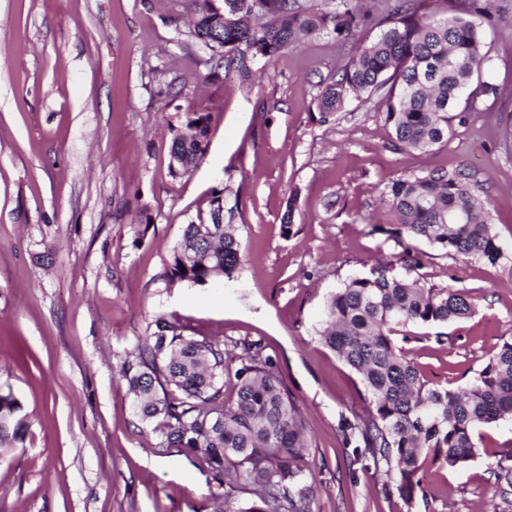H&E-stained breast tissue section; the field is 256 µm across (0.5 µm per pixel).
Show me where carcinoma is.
<instances>
[{
  "label": "carcinoma",
  "instance_id": "carcinoma-1",
  "mask_svg": "<svg viewBox=\"0 0 512 512\" xmlns=\"http://www.w3.org/2000/svg\"><path fill=\"white\" fill-rule=\"evenodd\" d=\"M190 0L192 36L215 51L213 76L242 81L257 60L327 35L350 46L338 79L321 87L318 110L341 111L362 95L378 98L396 143L427 151L448 141L451 112L476 99L498 97L482 80L491 58L481 30L484 0ZM378 27L369 44L360 34ZM210 115L192 112L176 133L173 175L193 171L208 148ZM383 198L391 237L407 235L455 255L492 265L504 257L493 229L491 203L476 196L464 170L431 171L393 180ZM407 246L397 261L377 264L328 298L320 341L360 378L367 397L361 411L341 417L344 447L389 494L413 506L425 497L426 464L455 467L473 457L474 431L512 418V338L490 354L468 386L428 385L391 337L393 326L438 325L474 313L471 297L450 286H426L408 272L417 265ZM401 265L404 272L396 270ZM241 265L240 241L230 224L218 236L183 228L173 249L169 283L205 286L232 280ZM120 376L144 422L154 424L160 447L199 462L224 489L220 512H312L317 483L305 449L311 447L300 410L283 386L276 360L259 344L232 349L203 336H186L164 317L145 337ZM235 399L224 398L225 381ZM29 416L12 389L0 387V447L24 441ZM512 489V449L494 466ZM249 494L248 500L241 495Z\"/></svg>",
  "mask_w": 512,
  "mask_h": 512
}]
</instances>
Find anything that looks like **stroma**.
Masks as SVG:
<instances>
[{
  "mask_svg": "<svg viewBox=\"0 0 512 512\" xmlns=\"http://www.w3.org/2000/svg\"><path fill=\"white\" fill-rule=\"evenodd\" d=\"M189 20L188 0H0V386L30 416L23 446L0 448V512H213L210 474L156 451L119 375L159 317L276 359L311 436L314 512H407L350 470L338 421L365 389L316 331L331 293L401 251L378 230L385 186L462 169L492 203L504 257L417 242V276L463 290L475 312L408 325L402 347L430 383L456 388L512 338V27L483 23L500 96L478 98L422 152L396 146L375 99L322 116L317 83L345 55L330 37L258 62L243 84L210 77ZM191 112L211 116L207 154L174 177L172 140ZM217 193L241 243L237 280L168 284L185 224ZM510 441L508 418L476 429L467 463L426 466L432 512H512L492 473Z\"/></svg>",
  "mask_w": 512,
  "mask_h": 512,
  "instance_id": "stroma-1",
  "label": "stroma"
}]
</instances>
